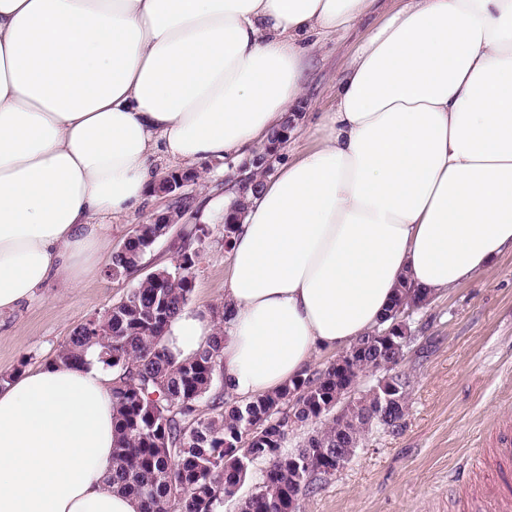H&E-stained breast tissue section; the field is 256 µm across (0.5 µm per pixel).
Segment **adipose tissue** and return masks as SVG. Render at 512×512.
I'll list each match as a JSON object with an SVG mask.
<instances>
[{
	"label": "adipose tissue",
	"instance_id": "adipose-tissue-1",
	"mask_svg": "<svg viewBox=\"0 0 512 512\" xmlns=\"http://www.w3.org/2000/svg\"><path fill=\"white\" fill-rule=\"evenodd\" d=\"M375 0H0V314L76 287L163 176L244 159L302 97L308 42ZM319 144L245 199L226 316L183 310L177 360L223 334L246 403L512 253V0H401L356 48ZM112 376L47 363L0 386V512H139L109 482Z\"/></svg>",
	"mask_w": 512,
	"mask_h": 512
}]
</instances>
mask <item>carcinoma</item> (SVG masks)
Listing matches in <instances>:
<instances>
[{
    "label": "carcinoma",
    "instance_id": "carcinoma-1",
    "mask_svg": "<svg viewBox=\"0 0 512 512\" xmlns=\"http://www.w3.org/2000/svg\"><path fill=\"white\" fill-rule=\"evenodd\" d=\"M164 224H139L124 250L112 253V276L134 271ZM201 253L183 241L174 263L141 279L107 312V325L91 336L79 325L58 350L62 364L86 362L89 353L112 369V484L136 496L141 512H220L237 500V512H288V495L313 492L329 475L336 450L354 455L367 422L377 418L368 393L353 399L335 418L336 395L347 381L328 365L282 390L248 403L210 397L220 380L222 339L215 336L190 360L177 361L161 346L168 326L185 308L194 288ZM427 300L403 288L385 314V327L407 325L405 314ZM361 354L348 363L359 378L373 366L404 359L378 332L361 338ZM212 399L211 413L199 405ZM313 425L308 447L283 451L296 421ZM262 463L255 491L237 498L252 467Z\"/></svg>",
    "mask_w": 512,
    "mask_h": 512
}]
</instances>
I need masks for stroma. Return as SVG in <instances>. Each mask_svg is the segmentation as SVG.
Here are the masks:
<instances>
[{"label":"stroma","instance_id":"1","mask_svg":"<svg viewBox=\"0 0 512 512\" xmlns=\"http://www.w3.org/2000/svg\"><path fill=\"white\" fill-rule=\"evenodd\" d=\"M363 35L360 29L340 32L310 52L300 127L281 149L282 158L316 146L313 130ZM239 177L234 160L210 162L203 179L187 189L192 203L181 224L154 244L137 271L115 278L102 270L75 288L53 280L15 312L0 316V376L51 362L78 324L103 316L146 274L169 265L175 244L198 225L207 234L199 245L203 258L188 307L208 313L222 305L228 250L224 217L210 204L223 197L227 181ZM168 204V198L154 194L113 221L109 249L119 248L135 226ZM408 324L413 340L400 370L411 387L402 427L370 432L343 470L301 497V512H458L457 490L449 480L454 468L466 464L474 481L492 480L483 457L496 444L498 421L512 418V253L411 311Z\"/></svg>","mask_w":512,"mask_h":512}]
</instances>
